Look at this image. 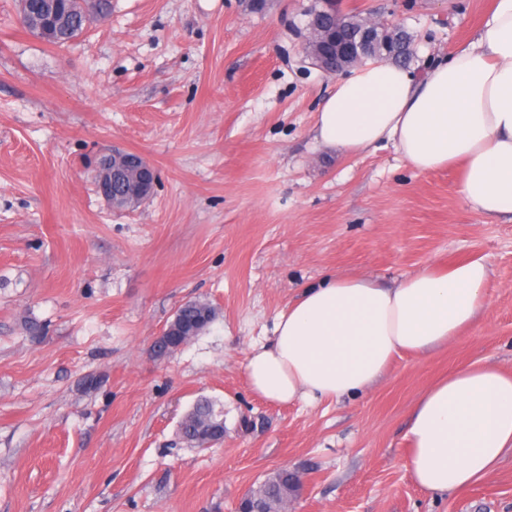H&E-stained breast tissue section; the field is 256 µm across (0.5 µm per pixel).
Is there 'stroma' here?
I'll use <instances>...</instances> for the list:
<instances>
[{"label": "stroma", "instance_id": "35a3bbf8", "mask_svg": "<svg viewBox=\"0 0 512 512\" xmlns=\"http://www.w3.org/2000/svg\"><path fill=\"white\" fill-rule=\"evenodd\" d=\"M312 3L112 0L60 49L0 0V512H234L283 467L303 482L293 512H512L511 457L435 496L413 482L404 438L411 404L443 374L512 370V223L467 205L459 168L418 173L390 146L347 157L315 141L336 78L304 50ZM491 4L339 7L408 31L420 74L474 40ZM115 147L158 171L138 209L95 190V162ZM479 256L489 305L447 348L398 359L339 402L251 391L246 355L303 286ZM190 299L215 320L152 358ZM201 398L224 407V440L204 449L179 435Z\"/></svg>", "mask_w": 512, "mask_h": 512}]
</instances>
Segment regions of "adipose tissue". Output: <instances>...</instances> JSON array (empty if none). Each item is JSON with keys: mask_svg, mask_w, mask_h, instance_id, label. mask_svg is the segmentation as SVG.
<instances>
[{"mask_svg": "<svg viewBox=\"0 0 512 512\" xmlns=\"http://www.w3.org/2000/svg\"><path fill=\"white\" fill-rule=\"evenodd\" d=\"M314 132L348 155L392 145L420 173L462 163L465 202L512 223V0H493L469 46L425 77L386 60L339 77ZM490 275L476 257L391 286L336 274L307 285L248 354L249 386L272 404L360 396L398 357L427 356L471 328ZM407 421L406 467L419 487L445 496L491 479L512 457V373L487 363L452 371L418 394Z\"/></svg>", "mask_w": 512, "mask_h": 512, "instance_id": "ef3b65f1", "label": "adipose tissue"}]
</instances>
